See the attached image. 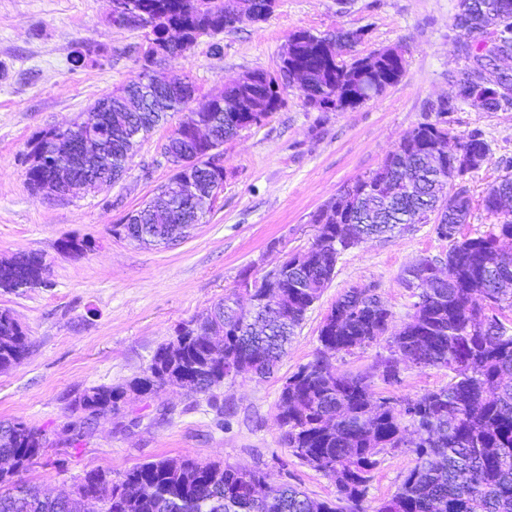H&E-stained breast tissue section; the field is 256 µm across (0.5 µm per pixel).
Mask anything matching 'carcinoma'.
Listing matches in <instances>:
<instances>
[{"mask_svg":"<svg viewBox=\"0 0 512 512\" xmlns=\"http://www.w3.org/2000/svg\"><path fill=\"white\" fill-rule=\"evenodd\" d=\"M148 15L165 17L184 27L194 45L203 36L262 21L271 13L269 0H247V11H235L233 0H140ZM451 29L471 38L457 49L471 70L473 48L487 39L495 56L512 58V0H457ZM153 45L175 59L184 45L165 43L154 31ZM357 32L338 30L320 36L299 31L289 36L292 51L280 57L275 73L250 71L244 81L224 86L222 99H210L196 109L202 121L228 140L262 113L258 104L274 112L284 105L281 93L291 89L294 69L308 71L300 84L305 104H324V110L355 108L383 95L405 71L404 58L387 48L336 66L328 54L351 47ZM142 70L125 87L139 95L137 84L151 78L153 60L142 56ZM183 92L163 95L144 112L114 107L109 122L132 134L153 130L171 112L188 109L195 87L188 77L174 75ZM500 88L490 95L484 112L512 110V71L498 73ZM478 83L457 81V94L431 103L428 113L438 120L417 123L373 170V187L366 177L349 183L351 199L337 193L315 214L324 221L322 235L303 257H292L280 272L254 295L277 288L283 301L265 307L251 322L244 321L238 294L231 292L202 312L198 319L224 333V349H211L189 324L155 350L142 373L121 387L96 386L74 401L83 413L80 428L90 429L100 417L115 415L128 394L157 395L169 383L190 382L196 391L216 398L222 379L250 373H274L307 311L335 275L341 256L371 236L409 231L420 221L433 223L440 239L452 242L446 260L423 257L404 270L405 283L425 280L430 287L412 293L413 313L398 331L393 314L369 288H349L331 306L319 330L320 347L314 358L283 382L276 401V417L283 445L312 469L334 480L337 497L315 500L288 483H273L270 495L258 498L250 485L267 482L260 470H247L192 458L158 459L138 464L117 476L92 469L77 478L74 497L66 502L50 498L17 476L49 446L45 431L22 421H0V456L15 460L17 469L0 473V512H365L372 472L380 455L406 448L414 455L396 492L372 512H512V326L502 311L512 310V212L500 204L512 201V175L506 174L484 194L481 205L500 222L483 235L456 239L471 214V198L464 185L479 169L475 159H487L489 146L479 129L457 139L465 159L458 176L457 162L434 157L433 148L451 138L449 116L467 103ZM110 127V128H112ZM104 127L101 134H110ZM52 131L32 141L26 170L30 189L38 191L48 169L36 157L43 153ZM124 143L112 141L102 157V170L118 180L125 172ZM47 266L38 256L21 255L0 264V288L22 281H44ZM385 342L369 372H340L332 359L341 354ZM29 339L10 311L0 310V371L22 363ZM417 368H440L452 373L448 385L417 397L381 398L372 389L378 378L400 383V362Z\"/></svg>","mask_w":512,"mask_h":512,"instance_id":"obj_1","label":"carcinoma"}]
</instances>
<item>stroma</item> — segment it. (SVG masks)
Returning a JSON list of instances; mask_svg holds the SVG:
<instances>
[{"label": "stroma", "instance_id": "1", "mask_svg": "<svg viewBox=\"0 0 512 512\" xmlns=\"http://www.w3.org/2000/svg\"><path fill=\"white\" fill-rule=\"evenodd\" d=\"M457 0H277L258 24H241L205 37L158 68L195 85L197 102L221 92L247 71L275 72L293 32L323 35L344 28L362 38L354 56L400 49L401 80L353 109L319 112L298 92L260 125L225 142L224 190L202 224L173 248L137 245L112 226L144 205L172 170L162 146L178 124L171 116L142 141L119 182L70 200L33 194L26 182L29 143L38 133L87 119L95 102L119 91L141 70L144 29L115 25L111 0H0V261L41 255L44 284L0 289V309L29 338L21 364L0 372V420L45 429L52 442L22 473L52 493L102 468L119 473L147 460L183 457L260 469L316 500L335 498L336 485L285 448L275 402L290 374L311 361L322 322L347 288L375 289L401 328L413 299L402 271L423 257L445 258L451 243L431 225L362 241L341 257L332 283L307 312L277 373L245 374L226 382L219 399L234 414L220 418L207 396L165 389L130 397L123 415L98 419L77 438L73 403L94 386H118L142 373L157 346L176 327L234 291L243 270L258 279L285 256L308 250L316 230L311 214L354 179L376 169L423 118L427 102L453 95L462 68L448 29ZM102 57L99 66L74 67L75 50ZM453 135L481 129L490 154L466 187L471 216L460 234L476 237L495 224L481 197L512 158V110L479 112L462 106L451 116ZM87 240L83 253L63 240ZM447 370L401 369V382H375L382 397H416L447 385ZM413 465L404 450L383 455L363 506L390 497Z\"/></svg>", "mask_w": 512, "mask_h": 512}]
</instances>
